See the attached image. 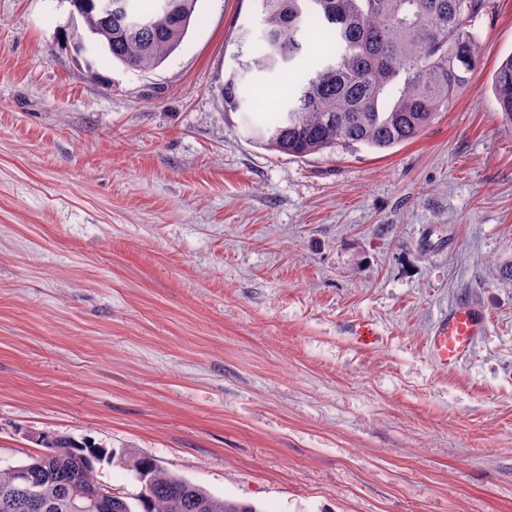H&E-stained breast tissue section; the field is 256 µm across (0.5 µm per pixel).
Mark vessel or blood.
Wrapping results in <instances>:
<instances>
[{
	"instance_id": "1",
	"label": "vessel or blood",
	"mask_w": 512,
	"mask_h": 512,
	"mask_svg": "<svg viewBox=\"0 0 512 512\" xmlns=\"http://www.w3.org/2000/svg\"><path fill=\"white\" fill-rule=\"evenodd\" d=\"M487 331L488 318L482 305L472 296H460L435 322L427 354L437 366H456L470 356Z\"/></svg>"
}]
</instances>
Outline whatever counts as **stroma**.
Instances as JSON below:
<instances>
[{
	"label": "stroma",
	"instance_id": "obj_1",
	"mask_svg": "<svg viewBox=\"0 0 512 512\" xmlns=\"http://www.w3.org/2000/svg\"><path fill=\"white\" fill-rule=\"evenodd\" d=\"M482 63L414 142L291 157L257 145L252 0H197L150 71L68 0H0V468L52 432L157 461L259 512H512V128ZM490 332L427 357L459 295ZM242 75L238 69L230 72L227 78L224 79V109L228 112L238 111L244 98L240 93V83Z\"/></svg>",
	"mask_w": 512,
	"mask_h": 512
}]
</instances>
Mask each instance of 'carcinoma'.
<instances>
[{
    "label": "carcinoma",
    "mask_w": 512,
    "mask_h": 512,
    "mask_svg": "<svg viewBox=\"0 0 512 512\" xmlns=\"http://www.w3.org/2000/svg\"><path fill=\"white\" fill-rule=\"evenodd\" d=\"M262 16L265 51L245 69L273 73L311 49L304 39L315 26L333 50L320 52L312 71L288 87L285 113L256 127L258 143L302 158L363 145L387 150L417 140L436 115L448 110L481 63V48L467 21L483 0H254ZM196 0H171L141 28L114 16L105 23L90 0H72L88 33L112 59L137 70L159 66L187 34ZM242 75L224 79V111H238ZM498 112L512 123V55L493 72ZM44 452L0 469V512H32L27 472L54 512H72L64 497L66 478L85 468L93 444L43 432ZM148 481L134 496L122 495L97 512H258L251 503L222 499L170 473L150 458L140 459Z\"/></svg>",
    "instance_id": "1"
}]
</instances>
